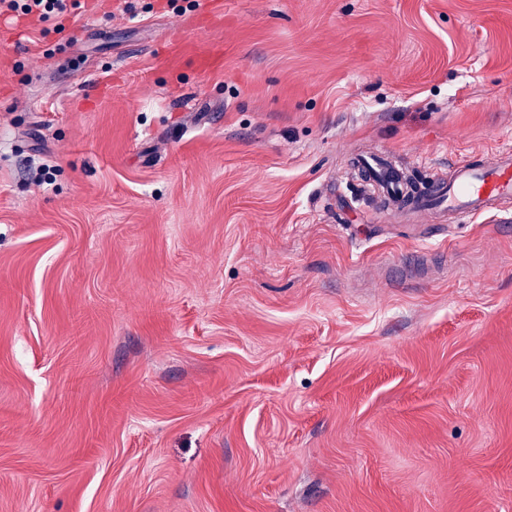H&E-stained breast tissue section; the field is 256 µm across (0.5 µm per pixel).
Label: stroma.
<instances>
[{
    "instance_id": "1",
    "label": "stroma",
    "mask_w": 512,
    "mask_h": 512,
    "mask_svg": "<svg viewBox=\"0 0 512 512\" xmlns=\"http://www.w3.org/2000/svg\"><path fill=\"white\" fill-rule=\"evenodd\" d=\"M0 14V512H512V0ZM388 152L381 149L363 164L377 181L384 196L397 208L408 207L423 213L434 208L448 210V217L456 224H467L481 215H489L495 205L512 199V152H500L490 160L475 164L457 165L451 180H438L432 188L408 197L406 182L398 179L386 159Z\"/></svg>"
}]
</instances>
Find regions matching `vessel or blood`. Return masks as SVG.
I'll list each match as a JSON object with an SVG mask.
<instances>
[{
    "label": "vessel or blood",
    "mask_w": 512,
    "mask_h": 512,
    "mask_svg": "<svg viewBox=\"0 0 512 512\" xmlns=\"http://www.w3.org/2000/svg\"><path fill=\"white\" fill-rule=\"evenodd\" d=\"M388 153H375L366 166L380 179L389 202L399 208L423 213L434 208L446 210L452 222L466 224L491 214L495 205L512 199V152L475 164L458 165L451 180L437 181L432 188L409 196L405 179L397 177L387 163Z\"/></svg>",
    "instance_id": "vessel-or-blood-1"
}]
</instances>
